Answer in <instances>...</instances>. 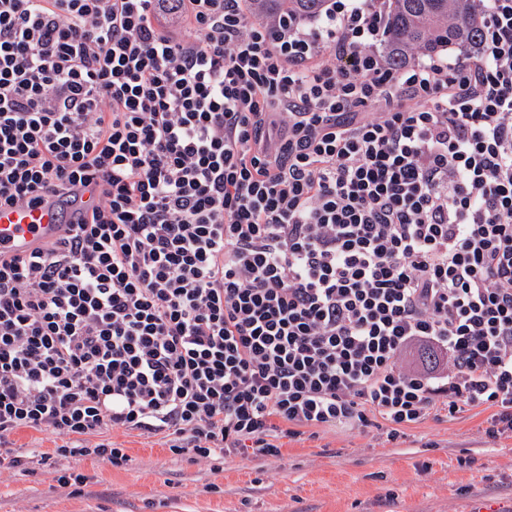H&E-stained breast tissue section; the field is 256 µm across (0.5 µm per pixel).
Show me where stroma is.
I'll list each match as a JSON object with an SVG mask.
<instances>
[{"label":"stroma","instance_id":"1","mask_svg":"<svg viewBox=\"0 0 512 512\" xmlns=\"http://www.w3.org/2000/svg\"><path fill=\"white\" fill-rule=\"evenodd\" d=\"M490 408L432 415L388 440L344 424L279 437L273 458L191 462L163 440L113 430L128 464L82 456L0 482V512H512V433L484 430ZM86 475L62 485L57 471Z\"/></svg>","mask_w":512,"mask_h":512}]
</instances>
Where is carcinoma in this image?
Here are the masks:
<instances>
[{"label":"carcinoma","instance_id":"obj_1","mask_svg":"<svg viewBox=\"0 0 512 512\" xmlns=\"http://www.w3.org/2000/svg\"><path fill=\"white\" fill-rule=\"evenodd\" d=\"M329 0H252V18L278 33L326 19ZM483 0H388L385 56L403 67L451 48L463 50L484 25Z\"/></svg>","mask_w":512,"mask_h":512}]
</instances>
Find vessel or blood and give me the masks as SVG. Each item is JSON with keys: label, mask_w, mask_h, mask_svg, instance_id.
<instances>
[{"label": "vessel or blood", "mask_w": 512, "mask_h": 512, "mask_svg": "<svg viewBox=\"0 0 512 512\" xmlns=\"http://www.w3.org/2000/svg\"><path fill=\"white\" fill-rule=\"evenodd\" d=\"M94 203L95 195L88 191L68 203L51 197L37 205L0 209V254L24 256L57 239L65 220H78Z\"/></svg>", "instance_id": "b4317fda"}]
</instances>
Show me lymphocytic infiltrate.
Here are the masks:
<instances>
[{
  "mask_svg": "<svg viewBox=\"0 0 512 512\" xmlns=\"http://www.w3.org/2000/svg\"><path fill=\"white\" fill-rule=\"evenodd\" d=\"M250 3L0 0V206L96 192L0 256V477L49 459L22 428L115 466V428L195 462L481 405L512 433V0L399 69L382 0L284 39ZM16 446L23 448H40L43 452L52 454L60 440L48 431H35L31 429L18 431L13 437Z\"/></svg>",
  "mask_w": 512,
  "mask_h": 512,
  "instance_id": "obj_1",
  "label": "lymphocytic infiltrate"
}]
</instances>
